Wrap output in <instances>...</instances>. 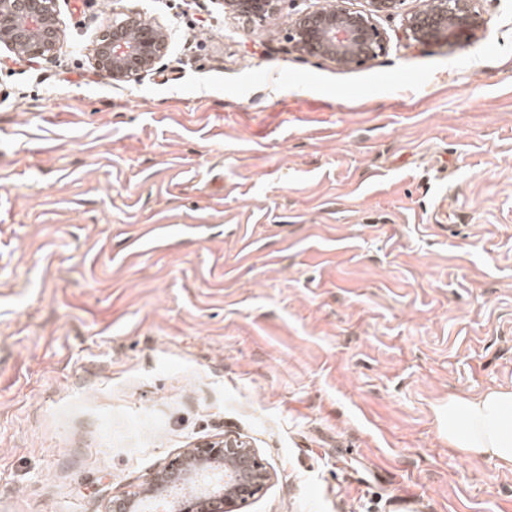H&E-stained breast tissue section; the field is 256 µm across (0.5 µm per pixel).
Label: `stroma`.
<instances>
[{"mask_svg": "<svg viewBox=\"0 0 512 512\" xmlns=\"http://www.w3.org/2000/svg\"><path fill=\"white\" fill-rule=\"evenodd\" d=\"M477 7L350 68L222 0L0 43V512H107L227 433L272 474L238 512H512L445 428L512 386V0ZM116 8L168 35L137 82L90 60ZM429 8L403 17L405 32L420 44H455L473 38L485 19L473 7L474 0H438Z\"/></svg>", "mask_w": 512, "mask_h": 512, "instance_id": "1", "label": "stroma"}]
</instances>
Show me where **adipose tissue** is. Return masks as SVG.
Instances as JSON below:
<instances>
[{"label":"adipose tissue","instance_id":"1","mask_svg":"<svg viewBox=\"0 0 512 512\" xmlns=\"http://www.w3.org/2000/svg\"><path fill=\"white\" fill-rule=\"evenodd\" d=\"M446 428L449 447L512 468V387L449 396Z\"/></svg>","mask_w":512,"mask_h":512}]
</instances>
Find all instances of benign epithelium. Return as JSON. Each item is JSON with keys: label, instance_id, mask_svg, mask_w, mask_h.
I'll use <instances>...</instances> for the list:
<instances>
[{"label": "benign epithelium", "instance_id": "1", "mask_svg": "<svg viewBox=\"0 0 512 512\" xmlns=\"http://www.w3.org/2000/svg\"><path fill=\"white\" fill-rule=\"evenodd\" d=\"M57 0H0V42L17 57L33 62L51 57L61 41ZM285 0H224V9L258 26L277 16ZM366 8L345 5L331 13L306 9L296 14L289 40L295 50L329 59L338 66L364 65L386 48L374 23L379 16H398L405 0H365ZM474 0H437V7L403 17L405 32L420 44H455L473 38L485 19ZM163 29L136 14L112 12V23L101 31L92 49L94 69L112 82H138L164 58ZM218 468L224 483L203 494H186L171 502L173 512H235L260 492L271 473L246 440L234 434L197 444L148 479L167 489L195 471Z\"/></svg>", "mask_w": 512, "mask_h": 512}]
</instances>
